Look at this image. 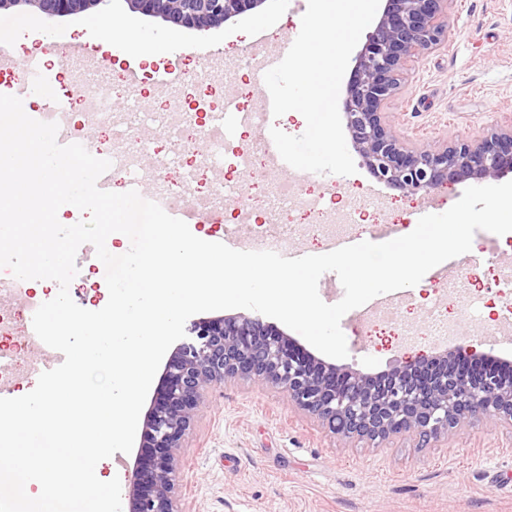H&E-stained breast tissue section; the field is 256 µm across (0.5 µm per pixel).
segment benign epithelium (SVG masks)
<instances>
[{"mask_svg":"<svg viewBox=\"0 0 512 512\" xmlns=\"http://www.w3.org/2000/svg\"><path fill=\"white\" fill-rule=\"evenodd\" d=\"M108 0H0V10L27 6L52 17L85 13ZM452 0H385L355 57L343 112L353 149L371 175L407 195L447 182L497 177L512 171V120L479 140L427 148L394 134L384 108L408 63L451 34ZM129 8L175 27L206 30L261 7L265 0H126ZM179 345L144 416L143 442L129 479L128 512H184L179 451L209 390L241 378L287 393L298 408L334 434L382 443L416 433L438 440L473 420L492 416L512 425V373L451 355L415 359L374 376L343 370L301 348L277 327L246 315L194 323Z\"/></svg>","mask_w":512,"mask_h":512,"instance_id":"7a95c632","label":"benign epithelium"}]
</instances>
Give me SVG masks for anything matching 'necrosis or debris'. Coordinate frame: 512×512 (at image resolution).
<instances>
[{
  "label": "necrosis or debris",
  "mask_w": 512,
  "mask_h": 512,
  "mask_svg": "<svg viewBox=\"0 0 512 512\" xmlns=\"http://www.w3.org/2000/svg\"><path fill=\"white\" fill-rule=\"evenodd\" d=\"M45 121L57 123L60 136L73 138L75 129L83 125H92L102 132L111 134L107 144H94L90 147L92 155L110 160L108 180H129L139 172L140 164L148 153L149 146L129 125L126 117L110 112L105 99L95 92L85 93L74 104L62 107L57 112L44 113ZM154 128L163 137L175 158L182 161L183 168L177 179H170L164 185L165 196L162 205L178 204L184 198L187 189L198 192L200 200L223 205L229 193H244L251 208L262 211H274L275 221L255 223L246 222V235L256 243L266 240L283 242L294 230V224L288 214L294 210L308 215L323 212L322 199L318 196H299L294 190L281 188L278 191V203H271L262 185V173L270 156L269 149L262 142L255 144L239 155L237 171L239 179L235 184L227 185L223 181L210 178V171L222 168L226 139L222 130V111L200 112L189 109L183 113L178 124H170L166 113L154 114ZM208 137L210 150L200 155L197 144L201 137Z\"/></svg>",
  "instance_id": "4bbe7bcc"
}]
</instances>
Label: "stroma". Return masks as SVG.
Returning a JSON list of instances; mask_svg holds the SVG:
<instances>
[{"mask_svg": "<svg viewBox=\"0 0 512 512\" xmlns=\"http://www.w3.org/2000/svg\"><path fill=\"white\" fill-rule=\"evenodd\" d=\"M306 8L307 0H266L258 15L277 19V31L248 44L238 32L258 15L197 31L175 29L131 11L125 0H108L79 16L49 17L19 7L8 14L25 17L36 39L57 35L69 45L84 43L88 56L105 61L109 72L135 73L137 104L119 96L111 101L113 111L184 112L203 88L211 91L218 107L224 96H234L238 109L220 172L231 179L237 175L238 152L255 137L247 113H264L266 127L283 126L266 103L264 71L281 40L299 33ZM97 18L123 29L126 41L110 48L84 41L89 21ZM448 25L452 41L405 71L399 93L387 106L397 134L435 147L454 137L482 136L512 114V0H454ZM161 38L173 39L175 50L146 63L153 42ZM260 46L265 52L254 66H240V59ZM7 51L11 63L0 68V94L21 96L32 117L46 112L47 101L61 103L81 95L78 76L87 57L66 61L64 81L44 87L27 82L43 66V56L12 44ZM173 66L186 72L188 83L162 81ZM286 129L297 136L305 125L296 121ZM139 134L155 142L139 173L153 198L172 171L171 155L150 126H140ZM353 160L357 172L351 176L265 168L269 190L294 184L300 192L329 199L324 213L331 225L328 233L316 238L297 233L288 249L326 253L331 239L361 235L356 220L362 212L372 225L399 231L415 223L421 196H404L375 180L361 155ZM247 205L246 197L231 195L223 209L212 211L191 199L184 220L195 236L212 242L235 231L237 216ZM471 253L478 263L458 278L439 284L427 275L415 286L400 306L404 335L390 333L373 316L345 326L348 356L337 360V367L375 375L401 367L411 356H439L461 348L512 361V328L488 330V308L470 302L466 294L470 273L486 283L502 276L512 264V242L502 235L489 240L487 231L479 230ZM437 305L447 308L454 326L453 338L445 343L423 334ZM180 494L184 512H512V427L486 417L424 447L410 433L376 445L331 433L281 390L231 380L210 390L195 418L181 450Z\"/></svg>", "mask_w": 512, "mask_h": 512, "instance_id": "1", "label": "stroma"}]
</instances>
